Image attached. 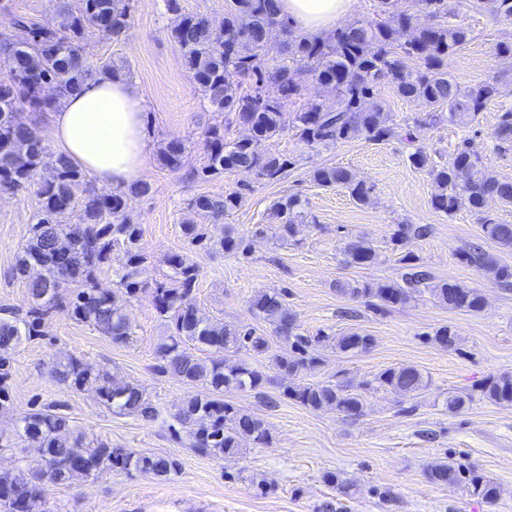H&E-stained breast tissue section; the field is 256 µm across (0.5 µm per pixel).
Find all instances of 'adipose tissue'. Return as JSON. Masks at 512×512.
Instances as JSON below:
<instances>
[{"instance_id": "ef3b65f1", "label": "adipose tissue", "mask_w": 512, "mask_h": 512, "mask_svg": "<svg viewBox=\"0 0 512 512\" xmlns=\"http://www.w3.org/2000/svg\"><path fill=\"white\" fill-rule=\"evenodd\" d=\"M353 0H279L284 16L310 33L328 30L351 10ZM57 155L87 172L100 186L124 189L149 150L143 96L124 77L101 75L48 112Z\"/></svg>"}]
</instances>
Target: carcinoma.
Instances as JSON below:
<instances>
[{
  "label": "carcinoma",
  "mask_w": 512,
  "mask_h": 512,
  "mask_svg": "<svg viewBox=\"0 0 512 512\" xmlns=\"http://www.w3.org/2000/svg\"><path fill=\"white\" fill-rule=\"evenodd\" d=\"M132 0H79L74 7L60 0L53 20L37 22L18 17L15 26L28 29L29 36L17 41L0 31V194H28L37 199L30 237L16 256L14 274L26 281L31 306L23 317L0 318V409L5 406L3 387L11 376V351L23 340L42 335L45 316L60 312L87 325L117 345H128L136 336L135 326L119 304L145 293L150 295L159 317L167 323L168 336L158 345L157 373L183 381L190 392L177 406L170 425L174 433L184 430L192 438L193 451L202 456H235L245 448L267 445L271 435L261 415L245 411L224 399L225 394L259 393L269 385L283 395L317 411H339L349 416L363 412L360 395L331 383L283 385L290 376L312 369L318 348L342 353L369 350L373 338L359 333L339 337L304 336L298 332L296 316L285 301V291L269 289L250 299L253 313L272 328L264 336L250 327L224 324L199 316L195 289L200 268L187 253L167 257L169 271L163 279L148 283L141 279L148 256L140 248L141 225L127 214V197L145 196L151 185L137 180L126 190L101 191L88 174L62 158H55L43 173L44 155L50 145L38 124H20L15 114L21 107L43 114L59 101L78 92L84 83L100 74L117 75L114 62L94 64L83 54L90 32L118 38L130 24ZM165 9L179 15L171 30L184 56L195 89L214 112L213 123L202 132L200 165L189 162L190 146L181 140L164 143L159 150L161 165L186 171L190 181L207 182L232 170H253L268 183L288 176L297 159L264 151L265 143L286 132L283 111L299 96L304 79L310 77L330 90L334 101H315L294 113V135L305 146L329 147L351 139L383 142L398 135L397 124L380 98L379 88L390 84L407 100L422 101L429 111L422 122H435L442 112L448 122L474 126L486 104L496 96L490 81L461 85L448 71V58L469 40V30L446 20L447 0H418L438 17V22L413 28V15L399 9V0H378L382 17L357 19L329 35L303 32L280 14L278 0H233L224 16L181 14L179 0H163ZM471 9H486L496 17L512 21V0H468ZM285 34L280 49L269 46L274 28ZM273 84L272 93L259 85ZM236 125L251 129L248 139L229 141L225 132ZM498 146L512 147V109L501 113L493 132ZM410 165L425 170L438 192L432 198L435 210L453 215L461 208L480 213L495 199L512 206V180L494 174L468 140L439 166L425 151L409 154ZM321 186L340 187L360 204L372 202V186L351 171L321 166L311 173ZM250 187L222 195H197L186 206L189 217L182 224L188 248L202 247L233 256H247L251 244L241 236L214 227L239 209ZM194 213L210 217L211 224H197ZM274 236L288 241L296 228L308 222L301 198L291 194L270 207ZM488 238L512 248V224L484 217ZM429 227L399 224L393 241L404 243L422 237ZM349 262L369 266L375 251L365 239L347 246ZM466 262L495 280L512 285V268L501 266L474 249ZM402 257V282H367L350 288V295L365 297L373 306L406 304L421 289L450 309L477 311L483 297L474 288L458 282L437 280ZM112 272L116 291L97 287V276ZM284 343L271 353L273 340ZM433 340L443 348L456 346L458 336L448 326L434 331ZM245 352L254 359L270 357L280 373L269 377L253 363H224V353ZM51 377L60 385L87 392L116 415H131L153 422L159 411L147 389L136 382L119 381L107 371L96 370L75 357L55 363ZM383 388L402 397L414 398L428 387L421 370L412 365L382 371L365 387ZM482 397L500 405H512V373L487 377L479 386ZM36 448L40 458L34 466L0 471V512H41L49 487L65 485L72 471L81 469L97 478L114 469L136 470L164 478L177 471L179 463L163 455L141 454L99 439L86 440L74 430L68 414L54 406L35 409L24 416L15 433L1 448ZM429 478L440 485L461 483L458 466L436 461L428 467ZM467 492L484 503L498 499L496 485L481 475L468 478Z\"/></svg>",
  "instance_id": "cac0c4a2"
}]
</instances>
